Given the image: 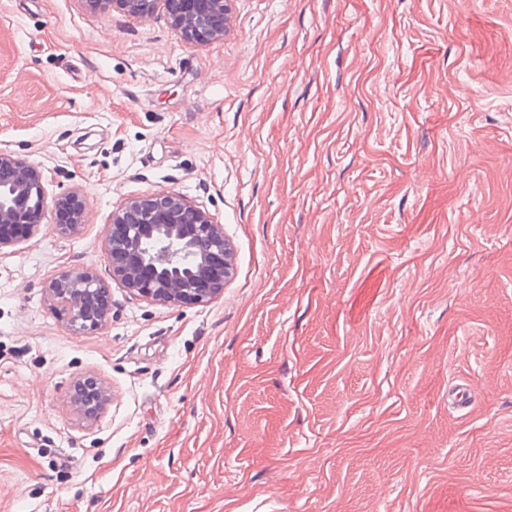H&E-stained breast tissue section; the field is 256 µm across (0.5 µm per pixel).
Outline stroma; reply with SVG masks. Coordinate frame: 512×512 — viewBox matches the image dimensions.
<instances>
[{"label":"stroma","mask_w":512,"mask_h":512,"mask_svg":"<svg viewBox=\"0 0 512 512\" xmlns=\"http://www.w3.org/2000/svg\"><path fill=\"white\" fill-rule=\"evenodd\" d=\"M229 27L0 0V150L86 200L0 250V512H512V0ZM166 191L234 249L207 305L112 278L113 211ZM65 269L108 288L102 329L70 331Z\"/></svg>","instance_id":"stroma-1"}]
</instances>
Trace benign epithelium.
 <instances>
[{
	"instance_id": "benign-epithelium-1",
	"label": "benign epithelium",
	"mask_w": 512,
	"mask_h": 512,
	"mask_svg": "<svg viewBox=\"0 0 512 512\" xmlns=\"http://www.w3.org/2000/svg\"><path fill=\"white\" fill-rule=\"evenodd\" d=\"M104 6L112 2L128 12L149 15L157 0H86ZM171 23L190 40L218 39L227 22L224 0H162ZM12 176L0 180V225L22 224L18 237L0 236V250L37 235L47 211L68 207L73 220L56 223L61 236L76 234L83 224L85 204L76 192L49 196L43 172L7 151H0V167ZM112 232L105 251L112 278L131 294L171 306H203L217 297L234 274V252L224 239V225L216 224L199 207L174 192L132 198L112 212ZM106 291L90 271L63 270L49 283V292L68 314L76 335L102 328L110 309L96 311L90 299Z\"/></svg>"
}]
</instances>
